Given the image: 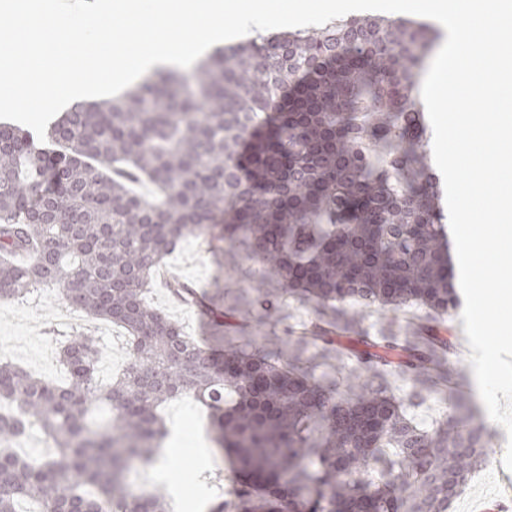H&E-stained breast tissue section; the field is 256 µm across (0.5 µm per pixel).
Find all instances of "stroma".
I'll return each mask as SVG.
<instances>
[{
	"label": "stroma",
	"mask_w": 512,
	"mask_h": 512,
	"mask_svg": "<svg viewBox=\"0 0 512 512\" xmlns=\"http://www.w3.org/2000/svg\"><path fill=\"white\" fill-rule=\"evenodd\" d=\"M170 274L196 288L202 301L215 309H230L245 316L246 301L252 300L265 282L263 268L247 257L244 248L227 251L220 234L198 239H183L167 260ZM148 298L155 306L180 321L186 333L199 338L211 335L209 320L197 306L176 301L164 280L154 278ZM315 317L313 309L302 301L285 297L278 313L264 325L252 326L230 334L225 348H240L254 337L264 336L277 342L288 331L309 325ZM434 322L441 336L448 339L454 350L448 357L454 368L466 381H473V368L468 361L470 348L464 333L460 310H452L447 319L433 318L425 308L411 306L397 314L384 311H348L345 327L347 334L381 337L397 334L411 335L410 321ZM91 330L103 345L101 377L108 378L121 370L126 358L127 336L123 329L102 320H91L77 312H69L56 292L40 290L15 301H0V360L17 364L35 374L52 379H63L59 363V337L76 330ZM387 391L406 402L405 411L419 425H432L444 410L450 409L452 395L428 393L423 398L410 400V380L396 370L385 377ZM507 435L503 427L494 426L489 462L477 470L469 480L462 496L458 497L450 512H471L474 504L496 496L500 489L503 469L502 450ZM228 458L208 452L206 457H194L196 498L185 503L178 512H208L210 504L228 498Z\"/></svg>",
	"instance_id": "stroma-1"
}]
</instances>
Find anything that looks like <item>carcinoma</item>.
I'll return each mask as SVG.
<instances>
[{"label":"carcinoma","mask_w":512,"mask_h":512,"mask_svg":"<svg viewBox=\"0 0 512 512\" xmlns=\"http://www.w3.org/2000/svg\"><path fill=\"white\" fill-rule=\"evenodd\" d=\"M430 43L413 21L348 18L76 103L46 146L0 126V300L53 287L129 337L126 368L106 382L86 332L61 347L62 383L0 362V512L21 499L38 512H169L160 491L130 499L127 479L157 460L160 408L183 396L210 411L239 512H448L490 446L464 398L427 430L383 387L340 388L299 366L309 344L340 346L374 377L394 366L420 387L459 384L431 330L416 344L336 333L350 301L438 315L459 301L440 180L412 138L424 128L416 76ZM217 226L264 266L253 320L291 294L320 321L282 348L218 357L149 305L152 274L176 244ZM170 290L198 302L179 280ZM101 406L109 415L97 421ZM35 427L53 455L12 447Z\"/></svg>","instance_id":"cac0c4a2"}]
</instances>
